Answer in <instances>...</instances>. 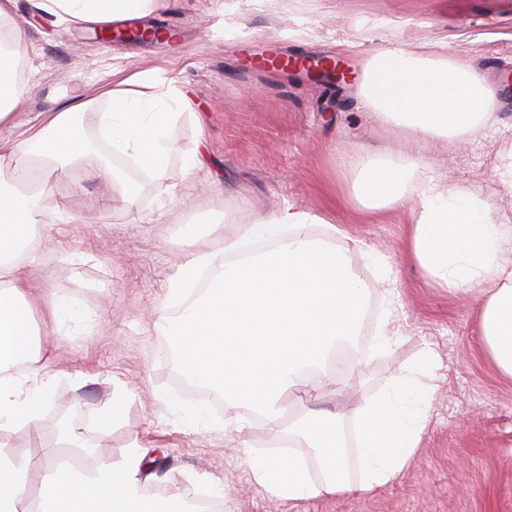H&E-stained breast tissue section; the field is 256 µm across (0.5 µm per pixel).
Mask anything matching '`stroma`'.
<instances>
[{"mask_svg":"<svg viewBox=\"0 0 512 512\" xmlns=\"http://www.w3.org/2000/svg\"><path fill=\"white\" fill-rule=\"evenodd\" d=\"M26 51L0 139L28 137L49 113L76 104L80 134L94 149L76 164L41 177L47 249L26 262L27 300L44 309L55 296L84 311L79 322H39L37 344L53 380L38 433L16 429L0 443L18 456H42L58 445L61 417L76 421L93 452L84 464L122 462L133 438L156 445L166 469L147 481L165 496L194 486L221 495L223 512H512V380L498 374L481 335L484 287L465 294L444 287L414 260L411 212L389 206L366 212L353 192L343 152L361 162L383 154L413 169L414 185L432 181L489 204L496 223L512 225V186L498 174L512 145V0H165L146 23L177 31L175 40L99 39L98 26H70L36 11L30 0H0ZM435 47L470 64L493 90L482 128L462 142L376 123L361 93L371 58L382 51ZM274 52L292 71L262 65ZM314 57L341 63L348 81L332 88L310 79ZM156 77L186 95L197 119L182 118L176 148L157 178L111 155L98 138L102 91L139 76ZM201 153L203 163L189 168ZM124 170L141 186L130 206L119 186L97 177L101 165ZM320 216L314 235L335 225L337 246L372 288L360 337L364 343L344 398L323 399L336 412L347 448L356 446L353 410L388 392L418 360L434 367L426 427L405 472L371 493L295 502L274 501L252 477L236 438L267 452L281 425L245 427L242 435L193 428L173 417L164 398L196 402L184 388L169 342L155 327L171 277L193 241L211 224L225 234L288 212ZM387 256L396 280V335L373 344L383 286L376 263ZM131 394L125 418L99 434L93 423L113 387Z\"/></svg>","mask_w":512,"mask_h":512,"instance_id":"35a3bbf8","label":"stroma"}]
</instances>
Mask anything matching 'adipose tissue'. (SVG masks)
Returning <instances> with one entry per match:
<instances>
[{
  "label": "adipose tissue",
  "instance_id": "adipose-tissue-1",
  "mask_svg": "<svg viewBox=\"0 0 512 512\" xmlns=\"http://www.w3.org/2000/svg\"><path fill=\"white\" fill-rule=\"evenodd\" d=\"M160 0H37L40 11L63 22H109L146 16ZM24 36L9 32L0 48V123L12 115L22 91L17 65ZM376 120L420 134L446 138L479 130L492 110L493 92L469 66L433 49L387 51L370 62L361 86ZM108 107L97 115L101 140L150 176L161 175L175 148L173 130L186 99L160 90L107 91ZM81 106L53 113L22 142L0 140V430L38 431L52 395V379L32 342L35 314L19 276L22 261L40 246L47 215L36 194L24 192L31 164L55 171L89 150L77 129ZM355 191L370 210L412 204L409 238L421 267L453 291L475 281L490 283L482 332L490 359L512 379V261L501 253L511 224L494 223L489 205L470 195L433 185L414 190L409 170L374 160L355 165ZM314 218L286 212L245 225L244 235L270 239L271 247L228 261L241 239L212 228L211 238L178 267L168 306L155 325L181 355L183 375L215 391L233 410L237 427L259 417L278 423L283 392L305 372L323 378L319 391L338 392L331 358L338 343L356 339L369 297L349 254L334 240L310 235ZM434 391L407 376L391 392L358 406L359 483L347 476V451L334 412L311 406L290 424L295 447L310 449L322 471L309 479L290 456L251 453L244 462L274 499L287 502L368 493L396 479L416 452L424 407ZM143 459L131 454L120 465L78 470L53 459L21 458L0 450V512H187L179 497L152 498L143 491ZM40 475L36 496L28 489Z\"/></svg>",
  "mask_w": 512,
  "mask_h": 512
}]
</instances>
